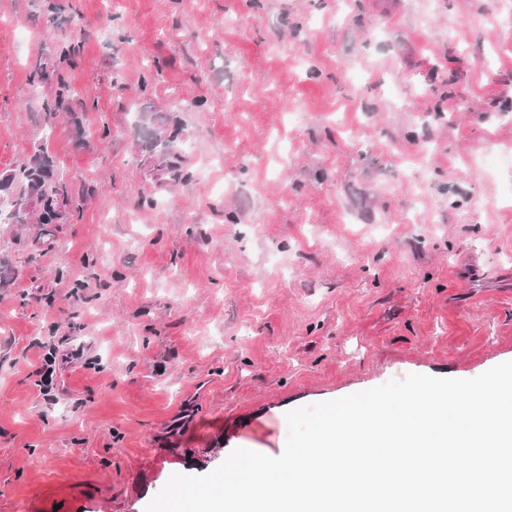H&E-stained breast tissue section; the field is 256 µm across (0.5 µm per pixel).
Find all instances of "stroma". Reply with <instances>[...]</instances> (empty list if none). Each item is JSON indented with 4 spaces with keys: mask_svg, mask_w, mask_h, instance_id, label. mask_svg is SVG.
I'll list each match as a JSON object with an SVG mask.
<instances>
[{
    "mask_svg": "<svg viewBox=\"0 0 512 512\" xmlns=\"http://www.w3.org/2000/svg\"><path fill=\"white\" fill-rule=\"evenodd\" d=\"M72 86L45 122L39 59ZM182 159L158 174L165 142ZM512 0H0V512H145L288 412L512 361ZM87 288L76 289V279ZM89 343L38 386L53 325ZM20 169L12 173L5 181L0 191L12 189V201L9 213V224H26L27 206L31 202L39 207V223L55 224L58 220V204L70 202L66 185L55 171L53 160L39 150ZM3 188V189H2ZM26 205V208H22ZM0 206V219L6 221L9 215Z\"/></svg>",
    "mask_w": 512,
    "mask_h": 512,
    "instance_id": "1",
    "label": "stroma"
}]
</instances>
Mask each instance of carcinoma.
Returning a JSON list of instances; mask_svg holds the SVG:
<instances>
[{
  "mask_svg": "<svg viewBox=\"0 0 512 512\" xmlns=\"http://www.w3.org/2000/svg\"><path fill=\"white\" fill-rule=\"evenodd\" d=\"M3 189L12 190L10 221L13 224L28 223L24 206L30 203L39 207V223L53 224L58 220L59 202L69 201L66 185L55 171L53 160L42 150L10 175Z\"/></svg>",
  "mask_w": 512,
  "mask_h": 512,
  "instance_id": "carcinoma-1",
  "label": "carcinoma"
}]
</instances>
